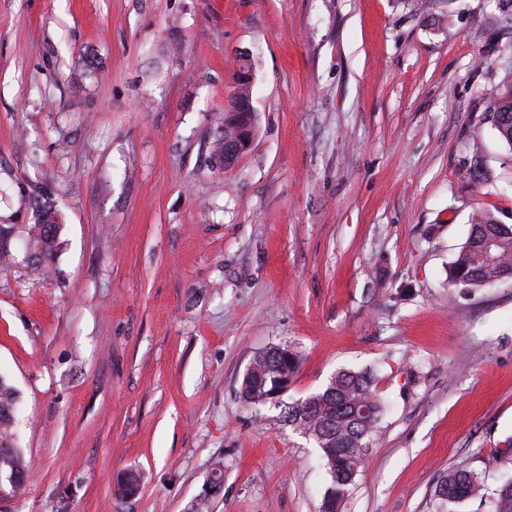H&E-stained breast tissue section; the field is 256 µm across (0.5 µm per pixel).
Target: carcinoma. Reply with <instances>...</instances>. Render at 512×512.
<instances>
[{"label": "carcinoma", "mask_w": 512, "mask_h": 512, "mask_svg": "<svg viewBox=\"0 0 512 512\" xmlns=\"http://www.w3.org/2000/svg\"><path fill=\"white\" fill-rule=\"evenodd\" d=\"M488 108L495 121L512 118V91L492 98ZM53 214L48 207L41 211L38 223L30 225L27 242L37 251L36 263L48 264L56 250L58 224L47 217ZM497 239V247L490 262H474V249L483 235ZM512 271V225L494 223V216L478 211L472 216L470 234L452 261L448 279L455 285L470 288H493L503 280V274ZM299 357L290 347L280 346L274 356H257L253 361L249 383L243 397L249 404H265L268 397L285 390L284 381L294 376ZM383 404L372 389V378L362 371H341L327 387L303 400L282 409V419L300 433L310 435L331 477L323 497L322 512H339L358 475L366 448L372 444ZM9 444L10 454L0 453V472L30 470V462L17 448L14 423L0 419V447ZM512 478L503 482L490 497V512H512ZM485 497L482 478L467 469L448 471L435 491L436 512H448L451 505H462Z\"/></svg>", "instance_id": "obj_1"}]
</instances>
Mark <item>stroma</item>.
I'll list each match as a JSON object with an SVG mask.
<instances>
[{
  "label": "stroma",
  "mask_w": 512,
  "mask_h": 512,
  "mask_svg": "<svg viewBox=\"0 0 512 512\" xmlns=\"http://www.w3.org/2000/svg\"><path fill=\"white\" fill-rule=\"evenodd\" d=\"M244 59L255 136L227 169ZM510 88L512 0H0V375L32 466L0 512H321L281 407L343 369L387 409L341 512H435L457 467L496 489L512 281L448 267L473 211L512 225L487 108ZM48 206L42 272L22 240ZM275 345L299 369L249 405Z\"/></svg>",
  "instance_id": "stroma-1"
}]
</instances>
